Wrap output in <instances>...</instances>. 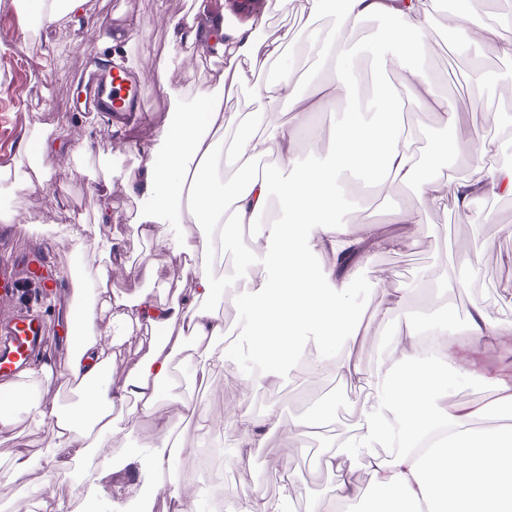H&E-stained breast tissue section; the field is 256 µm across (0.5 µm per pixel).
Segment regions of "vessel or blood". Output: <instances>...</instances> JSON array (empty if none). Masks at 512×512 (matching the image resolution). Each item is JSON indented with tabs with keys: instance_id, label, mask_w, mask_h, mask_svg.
<instances>
[{
	"instance_id": "obj_1",
	"label": "vessel or blood",
	"mask_w": 512,
	"mask_h": 512,
	"mask_svg": "<svg viewBox=\"0 0 512 512\" xmlns=\"http://www.w3.org/2000/svg\"><path fill=\"white\" fill-rule=\"evenodd\" d=\"M91 101L99 111L117 119L127 112L142 111L144 100L137 73L122 65L107 66L105 83L94 91ZM27 282L54 290L59 287L51 275L48 254L15 231L6 248L0 249V302L12 300L15 291ZM55 343L53 327L39 317L12 308L0 316V401H11L14 378L48 355Z\"/></svg>"
}]
</instances>
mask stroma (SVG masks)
Here are the masks:
<instances>
[{
	"mask_svg": "<svg viewBox=\"0 0 512 512\" xmlns=\"http://www.w3.org/2000/svg\"><path fill=\"white\" fill-rule=\"evenodd\" d=\"M191 10L221 17L229 28L245 21L236 13L233 0H86L87 16L115 11L134 29V37L115 53L106 45L113 32L109 26L93 33L63 22L28 39L14 35L13 27L26 26L28 14L21 0H0V168L28 171L24 147L37 133L47 134L60 150L41 183L30 190L18 193L10 184L0 182V212L12 213L15 224L35 242L51 245L59 264L67 263L71 252L62 235L67 225L101 227L123 261L109 283L120 301L148 290L156 301L167 304L183 299L192 286L186 263L174 255L171 240L135 234L133 226L148 216L150 202L128 189L157 145L165 120L190 108L197 91L215 88L227 65L223 55L216 52L204 63L173 51L172 32L187 26L186 14ZM449 33L447 17L435 14L413 66L425 67L445 92L450 88V68L466 73L473 65H480L487 79L477 90L475 101L465 107L464 123L472 130L487 113H494L496 139L501 147L512 146V59L489 50H462L458 42L449 40ZM114 55L140 72L145 99L143 119L120 130L108 126L103 114L89 120L84 113L69 111L66 101L68 93L77 85L92 82L101 63ZM172 87L177 90L173 96L168 93ZM104 190L109 193L111 219L103 225L95 197ZM370 195L363 209L351 198H343L336 206L335 219L353 225L377 224L383 233L393 235L399 228L387 223L388 213L406 200L418 198L419 192L387 186L371 189ZM221 253L214 273L222 291L210 306L223 319L224 340L232 345L224 366L199 385L188 372L186 353L174 357L177 372L185 376L182 396L202 392L204 407L216 422L215 430L204 434L194 425L181 424L174 405L161 401L157 413L139 414L125 447L114 451L121 465L103 469L101 483L119 503L139 497L141 483L131 454L133 449L151 447L154 421L160 415L177 430L180 444L187 449L174 460L172 469L183 476V489L197 500L214 499L222 488L227 492L221 498L227 510L230 490L257 486L275 501L283 484L291 479L297 494L288 512H331L336 475L321 466L319 452L354 433L353 419L365 391L356 384L336 382L334 374L308 369L299 357L274 366L270 380L256 382L254 375L264 363L248 337L246 298L253 280L274 276L275 271L262 254L244 261L238 239H225ZM461 253L466 256L462 264L457 261ZM128 264L151 265V280L126 273ZM450 278L465 279L466 288L450 290L446 284ZM348 286L353 307L367 319L363 360L369 371L375 367L389 334L404 323L426 321L445 326L451 338L463 341L474 306H482L493 318L512 320V195L478 197L466 209L453 202L444 211L426 209L425 220L409 246L366 250ZM383 287L399 290L401 305L386 322L369 321ZM482 357L486 376L455 377L448 385L449 401L489 404L495 400L493 377L512 373V349L493 344L483 350ZM273 407L281 413L283 426L256 443L251 450V466H237L242 434L230 424V416H257ZM318 415L325 418L326 432L295 431V422ZM48 431V425L18 414L15 426L0 432V460H9L19 451L39 456ZM208 440L224 448L222 474H203L195 467L191 451ZM78 472L74 465L48 476L36 467L15 479L0 468V512H36L37 500L49 502L56 497L69 501L73 512H78L85 493Z\"/></svg>",
	"mask_w": 512,
	"mask_h": 512,
	"instance_id": "obj_1",
	"label": "stroma"
}]
</instances>
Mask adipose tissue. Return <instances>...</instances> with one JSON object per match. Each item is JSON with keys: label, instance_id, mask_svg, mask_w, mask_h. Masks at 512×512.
I'll return each mask as SVG.
<instances>
[{"label": "adipose tissue", "instance_id": "ef3b65f1", "mask_svg": "<svg viewBox=\"0 0 512 512\" xmlns=\"http://www.w3.org/2000/svg\"><path fill=\"white\" fill-rule=\"evenodd\" d=\"M337 2L335 26L309 33L322 57L336 68L334 76L319 81L310 96L298 89L293 65L285 57L294 39L291 30L269 38L259 35L258 22L252 19L233 31L220 23L201 35L174 34L177 51L189 55L214 48L224 53L228 65L217 89L198 92L194 107L178 112L164 127L161 147L146 162L138 188L155 213L178 209L181 217L202 230L195 236L175 235L167 224H139L135 231L143 237L172 239L175 254H191L194 288L183 301L167 305L157 303L147 291L120 303L107 286L105 267L83 269V276L96 278L99 286L69 315L71 353L66 369L51 362L30 369L14 384L13 406L0 408V430L14 426L19 407L31 420L49 426L47 453L36 461L17 453L9 465L12 477H23L35 467L52 474L84 460L89 449L120 447L135 423L136 411H152L159 402L174 354L184 346H191L196 357L195 373L205 376L223 367L225 354L216 351L213 342L223 337L224 322L207 305L216 291L217 247L224 238H242L244 228L257 224L275 205L286 214V221L264 225L260 235L242 246L247 257L263 245L276 247L271 257L275 281L257 283L248 300L253 345L262 359L299 355L312 369L324 368L369 388L357 434L321 460L324 468L337 474V500L358 502L364 512H512V428L499 425L500 420L512 418V377L498 380V396L486 405L449 402L447 389L455 376L480 375L475 358L480 349L512 343V321L494 319L478 306L470 317L465 347H456L440 333L436 352L425 354L421 333L411 325L392 338L373 372H365L361 362V320L346 297L356 263L342 265L338 259L351 248L359 251L368 243L393 247L397 241L375 224L357 230L346 223L323 221L324 213L336 209L342 179L357 175L377 188L419 189L422 203L406 201L389 218L390 223L404 225L409 234L423 223L424 207H447L441 182L428 177L408 148L411 130L403 119V101L394 94L361 103L355 100L363 71L355 64L359 46L352 37L363 21H382L370 44L377 68L404 66V88L423 109L435 114L445 135L437 153L479 159L474 176L459 180L455 187L459 206H468L480 195H512V164H485V157L497 152L496 142L474 144L459 124L462 103L441 93L424 71L406 64L417 52L437 0ZM258 72L264 73L263 82H254ZM247 85L264 100V107L245 115L224 111V98ZM339 100L353 101L354 107L348 119L323 133L335 148L330 161L319 167L300 165L298 133L314 112ZM283 109L287 119L275 120V113ZM216 130L230 133L227 147H219L213 138ZM268 154L277 156L278 167L257 170L258 160ZM220 163L237 176L219 187L211 172ZM314 252L326 259L317 274L308 266ZM105 315L115 336L136 328L151 345L118 388L112 384L115 355L95 332L97 320ZM304 325L316 327L318 336H299ZM339 338L344 341L342 353L329 357L328 348ZM70 374L84 381L73 408L64 411L33 395L34 387L63 382ZM126 400L131 411L115 416V404ZM392 418L400 424L401 449L383 457L377 449L386 442ZM233 423L243 434L237 456L243 464L250 462L257 436L279 429L283 419L272 408L258 417L239 415ZM359 468L364 469L365 480L357 479Z\"/></svg>", "mask_w": 512, "mask_h": 512}]
</instances>
